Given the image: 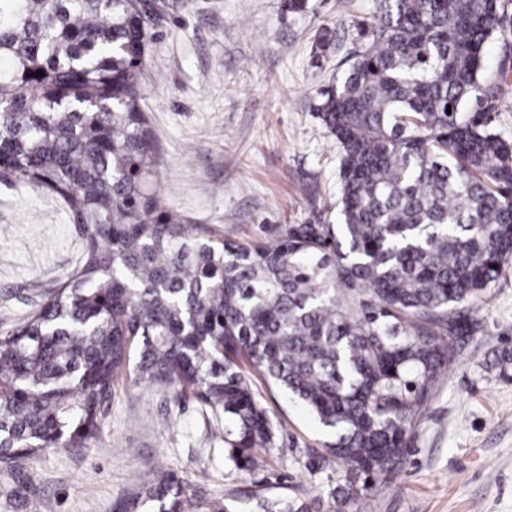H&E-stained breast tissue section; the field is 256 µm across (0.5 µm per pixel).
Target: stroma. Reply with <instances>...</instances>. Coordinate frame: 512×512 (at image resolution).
Listing matches in <instances>:
<instances>
[{"mask_svg": "<svg viewBox=\"0 0 512 512\" xmlns=\"http://www.w3.org/2000/svg\"><path fill=\"white\" fill-rule=\"evenodd\" d=\"M142 81L157 191L183 223L241 241L279 224L336 221L338 149L315 116L344 76L375 0H153ZM87 239L64 202L0 169V333L33 311L78 263ZM484 331L430 393L399 467L361 490L351 512H512V261L477 305ZM279 446L255 469L224 466V422L192 392L120 375L92 438L29 459L56 512H122L152 473L170 471L209 497L326 500L325 478L294 464L324 434L263 381Z\"/></svg>", "mask_w": 512, "mask_h": 512, "instance_id": "obj_1", "label": "stroma"}]
</instances>
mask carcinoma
<instances>
[{"instance_id":"carcinoma-1","label":"carcinoma","mask_w":512,"mask_h":512,"mask_svg":"<svg viewBox=\"0 0 512 512\" xmlns=\"http://www.w3.org/2000/svg\"><path fill=\"white\" fill-rule=\"evenodd\" d=\"M149 0H0V166L40 183L87 233L82 262L0 335V468L16 512L38 505L24 461L98 427L115 377L191 390L224 415L225 466L249 470L277 427L241 368L326 433L298 462L350 512L391 472L481 293L512 259V104L504 0H376L367 40L323 90L339 151L338 224H280L247 243L195 232L152 190L143 110ZM500 35L498 76L484 49ZM43 75L38 76L36 72ZM451 113H446V110ZM242 512L156 473L124 512ZM256 495L248 512H313Z\"/></svg>"}]
</instances>
